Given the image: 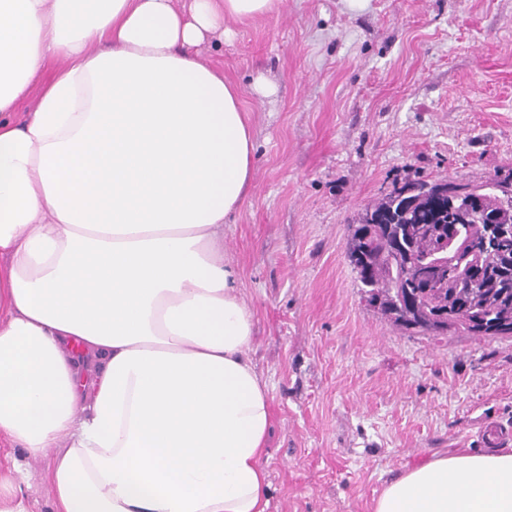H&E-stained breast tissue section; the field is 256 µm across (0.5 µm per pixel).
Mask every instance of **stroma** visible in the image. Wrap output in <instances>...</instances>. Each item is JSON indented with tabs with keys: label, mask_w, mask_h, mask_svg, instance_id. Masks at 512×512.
I'll use <instances>...</instances> for the list:
<instances>
[{
	"label": "stroma",
	"mask_w": 512,
	"mask_h": 512,
	"mask_svg": "<svg viewBox=\"0 0 512 512\" xmlns=\"http://www.w3.org/2000/svg\"><path fill=\"white\" fill-rule=\"evenodd\" d=\"M200 56L241 89L251 189L224 227L269 384V512H373L405 465L512 448V337L419 335L371 306L347 256L368 205L412 180L512 169V0H281ZM278 88L252 90L258 76ZM27 466L0 447V493Z\"/></svg>",
	"instance_id": "1"
}]
</instances>
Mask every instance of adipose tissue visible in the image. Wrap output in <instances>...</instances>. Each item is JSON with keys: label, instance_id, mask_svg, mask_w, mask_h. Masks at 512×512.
<instances>
[{"label": "adipose tissue", "instance_id": "adipose-tissue-1", "mask_svg": "<svg viewBox=\"0 0 512 512\" xmlns=\"http://www.w3.org/2000/svg\"><path fill=\"white\" fill-rule=\"evenodd\" d=\"M277 2L0 0V438L51 458L55 512L268 508L269 388L224 256L255 147L199 49ZM373 512H512V448L405 467Z\"/></svg>", "mask_w": 512, "mask_h": 512}]
</instances>
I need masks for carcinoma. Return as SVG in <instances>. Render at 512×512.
<instances>
[{
    "instance_id": "carcinoma-1",
    "label": "carcinoma",
    "mask_w": 512,
    "mask_h": 512,
    "mask_svg": "<svg viewBox=\"0 0 512 512\" xmlns=\"http://www.w3.org/2000/svg\"><path fill=\"white\" fill-rule=\"evenodd\" d=\"M487 183L454 179L407 181L365 208L347 241L350 263L368 302L404 330L434 332V317H457L451 331L481 338L512 336V234L494 236L477 218L512 225V169ZM482 203V215L467 206ZM457 234L479 251L465 262H444L427 287L426 259L441 236Z\"/></svg>"
}]
</instances>
